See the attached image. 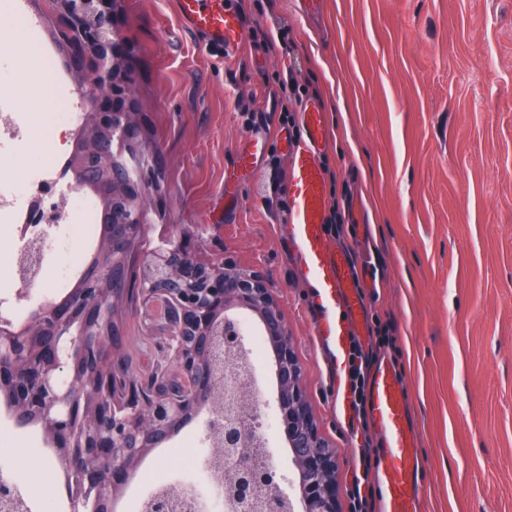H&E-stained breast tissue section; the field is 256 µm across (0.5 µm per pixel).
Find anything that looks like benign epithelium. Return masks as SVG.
<instances>
[{"label": "benign epithelium", "instance_id": "benign-epithelium-1", "mask_svg": "<svg viewBox=\"0 0 512 512\" xmlns=\"http://www.w3.org/2000/svg\"><path fill=\"white\" fill-rule=\"evenodd\" d=\"M46 11L67 35L64 46L75 55L77 75L83 84L105 89L87 96V112L81 125L86 130L88 149L98 153L96 137L106 135L116 144L134 138L136 125L130 106L119 112L112 105L128 99L126 85L112 82L115 65L113 44L117 33L96 0L90 21H84L88 3L84 0H44ZM103 183L111 192L123 194L127 204L138 210L137 186L142 174L100 156ZM140 224L112 225V259L97 249L95 269L84 265L81 279L87 282L77 304L65 300L41 306L37 333L28 325L0 318V385H10L17 396L13 416L23 425L37 415L50 431V443L63 451L61 464L68 475L72 512H111L109 490L125 485L131 469L150 449L159 445L162 431L184 416L200 417L196 394L208 381L221 377L224 396L220 412L205 418L206 432L218 430L222 437L214 446L224 456H209L208 470L215 474L217 492L229 502L244 504L277 487L275 470L259 466L253 454L239 451L252 441V412L241 403L243 380L233 365L243 360L235 354L237 330L230 313L248 309L262 322L264 335L276 352L277 406L282 436L301 477L294 506L300 512H339L336 483V455L321 436L308 407L302 372L295 357L292 338L269 283L258 276L235 269L231 264L215 266L198 257L190 263L176 261L182 244L173 242L142 260L149 275L146 298L161 302L169 324V350L179 374V385L162 388L151 404L129 409L116 402L100 400L93 407L76 395L73 354L81 351L88 363L101 362V350L85 341L84 329L95 321L105 301L99 287L110 274L112 302L121 299L125 278L109 273L111 262L124 255L129 239ZM112 460L108 479L92 469L98 461Z\"/></svg>", "mask_w": 512, "mask_h": 512}]
</instances>
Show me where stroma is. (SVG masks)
<instances>
[{
    "mask_svg": "<svg viewBox=\"0 0 512 512\" xmlns=\"http://www.w3.org/2000/svg\"><path fill=\"white\" fill-rule=\"evenodd\" d=\"M229 5L246 37L221 55L179 27L175 0H113L145 176L162 183L147 202L148 247L171 236L269 281L336 454L342 512H354L359 464L378 463L383 443L368 418L355 420L352 443L336 420L279 193L290 166L280 129L302 102H321L328 245L354 252L379 281L353 342L403 384L425 469L417 512H512V0H322L314 18L296 0ZM0 45L11 50L0 79L40 68V49L55 58L22 110L47 112L79 91L49 26L0 15ZM259 129L269 159L249 168L241 150ZM167 334L161 309L140 301L117 350L148 373ZM12 432L0 439V466L25 486L30 512H70L44 458L28 454L43 432ZM181 441L142 459L119 495L124 512H141L151 472L180 481L168 455Z\"/></svg>",
    "mask_w": 512,
    "mask_h": 512,
    "instance_id": "35a3bbf8",
    "label": "stroma"
}]
</instances>
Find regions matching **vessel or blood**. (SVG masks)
<instances>
[{"label": "vessel or blood", "mask_w": 512, "mask_h": 512, "mask_svg": "<svg viewBox=\"0 0 512 512\" xmlns=\"http://www.w3.org/2000/svg\"><path fill=\"white\" fill-rule=\"evenodd\" d=\"M181 28L193 33L202 46L228 54L245 37L241 16L225 0H176ZM299 135L287 138L290 173L287 186L288 241L297 268L311 284L308 308L313 333L327 357L326 367L336 378H348L353 355L352 338L363 312L358 278L351 258L329 248L325 182L320 156L327 138L322 108L305 103ZM267 152L265 133L254 132L241 159L256 164ZM366 416L387 441L383 464L375 472L385 489L383 512H416L421 494L418 481L417 435L406 421L402 385L394 368L380 363L371 372L364 403Z\"/></svg>", "instance_id": "obj_1"}]
</instances>
